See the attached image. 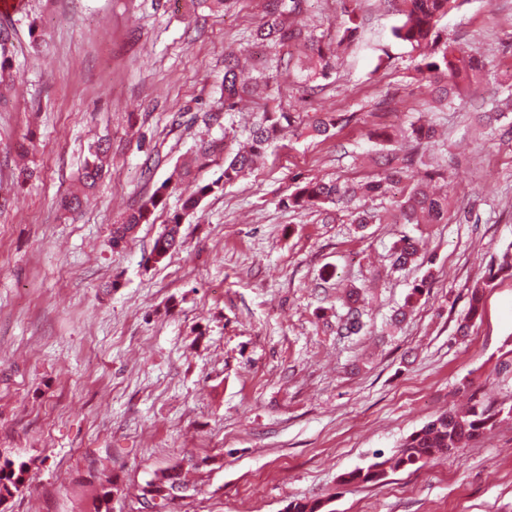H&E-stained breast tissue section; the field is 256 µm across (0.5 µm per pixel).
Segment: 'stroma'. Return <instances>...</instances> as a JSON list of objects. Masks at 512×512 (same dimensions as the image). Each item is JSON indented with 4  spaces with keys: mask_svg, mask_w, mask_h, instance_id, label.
I'll return each mask as SVG.
<instances>
[{
    "mask_svg": "<svg viewBox=\"0 0 512 512\" xmlns=\"http://www.w3.org/2000/svg\"><path fill=\"white\" fill-rule=\"evenodd\" d=\"M273 0L194 9L190 0H20L12 92L0 99V461L28 466L0 512H137L146 484L174 466L195 483L168 512H512V417L455 454L376 484L341 475L392 454L442 412L476 398L512 407V278L485 291L467 336L471 288L512 245V140L488 136L473 103L512 86V0H462L442 24L484 56L495 82L430 109L412 49L394 40L392 0H358L357 40L338 43L343 0H302L290 24L334 44L328 78L309 80L307 45L250 33ZM240 55L254 92L207 121L224 57ZM293 123L238 182L208 195L181 227V250L150 262L184 189L120 248L114 224L204 143L234 150L263 110ZM427 156L446 170L451 211L468 221L371 224L335 207L284 200L314 178L377 174L379 150L422 113ZM343 116L332 138L316 118ZM111 145V174L77 211L88 147ZM424 243L398 271L391 248ZM431 288L391 321L415 281ZM363 288L362 335L338 336L346 286Z\"/></svg>",
    "mask_w": 512,
    "mask_h": 512,
    "instance_id": "obj_1",
    "label": "stroma"
}]
</instances>
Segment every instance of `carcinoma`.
Wrapping results in <instances>:
<instances>
[{
    "mask_svg": "<svg viewBox=\"0 0 512 512\" xmlns=\"http://www.w3.org/2000/svg\"><path fill=\"white\" fill-rule=\"evenodd\" d=\"M459 6L458 0H397V11L402 16L401 23L393 29V36L398 41L410 46L417 52L415 72L418 80L425 83L431 100L446 103L468 86L478 82L487 71L484 58L476 55L457 56L448 39V33L439 27L448 11ZM300 11V0H291L288 13ZM285 11L276 4L269 12L265 27L257 31L260 40H270L279 44L304 40L302 31L285 23L282 16ZM13 34L7 24H0V72L9 68L7 52L12 44ZM311 57L308 69L314 78L325 79L332 70L333 52L320 45H310ZM238 59L233 53L224 58V111L236 110L242 98L244 88L238 82ZM479 118L493 131L501 129L499 125L503 112L488 110L478 113ZM291 124V116L286 112H264L262 121L251 131L249 146L229 152L224 157V170L219 179L196 184L195 190L186 196L182 211L170 217L164 232L156 239L151 258L154 262L163 261L169 254L179 249L182 244L180 236L183 216L198 208L203 198L220 184H230L251 171L257 158L283 129V124ZM503 130V129H501ZM503 134L512 136V127L503 130ZM405 135L416 145L435 141L436 130L427 120L419 118L409 124ZM387 168L378 176L363 181H307L297 185L285 202L287 205L302 210L332 205L338 211H348L353 216V223L365 227L367 224L382 223L386 217L366 210L353 208L356 201L363 198L386 197L394 185L409 180L403 193L395 198V208L391 213L392 221L402 224H446L448 223V194L430 192L425 189L423 181L435 177L442 179L444 174L430 165L423 155L415 151L393 156L387 159ZM106 150L96 147L85 161L78 181L81 193H72L61 201L64 210H76L83 199L88 197L106 174ZM192 171L185 165H177L170 176L160 184L149 198L136 211L128 215L120 224L112 225L110 243L119 247L126 243L129 234L140 224L153 222L154 211L165 205L169 190L190 178ZM392 266L403 270L414 264L419 258L417 241L404 236L392 247ZM512 276V262L504 257L502 263L489 270L485 285L471 289L468 309L460 321L456 332L460 336L468 335L470 323L479 318L483 310L485 288L492 285L499 277ZM430 283L423 279L415 284L409 294L405 307L398 310L393 321L401 323L409 315L413 299L423 295ZM346 314L336 322V333L351 337L360 335L365 327L363 316L364 298L361 289L351 288L345 296ZM503 410H493L476 400L464 412H446L436 419L411 433L400 449L385 455L375 454V460L365 468H359L344 474L341 481L346 483H375L386 475L410 469L435 457L451 454L469 441L478 439L492 429ZM505 413L512 416V407ZM27 465L6 461L0 464V505L6 503L26 482ZM147 487H153L164 493V498L173 500L177 493L189 489V481L182 470L173 467L162 472Z\"/></svg>",
    "mask_w": 512,
    "mask_h": 512,
    "instance_id": "carcinoma-1",
    "label": "carcinoma"
}]
</instances>
